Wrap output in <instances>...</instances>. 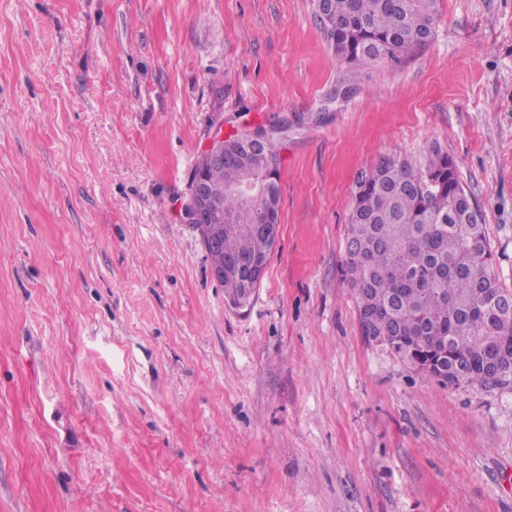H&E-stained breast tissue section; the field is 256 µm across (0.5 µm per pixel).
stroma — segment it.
<instances>
[{"label":"stroma","mask_w":512,"mask_h":512,"mask_svg":"<svg viewBox=\"0 0 512 512\" xmlns=\"http://www.w3.org/2000/svg\"><path fill=\"white\" fill-rule=\"evenodd\" d=\"M315 4L0 0V512H512V386L368 343L343 273L358 174L437 147L512 290V0L355 66ZM283 122L236 307L181 200L216 128ZM229 268L237 273L239 280L237 305L243 304L251 295L253 290L260 283L265 268L261 269V264L257 258H253L243 264H228Z\"/></svg>","instance_id":"obj_1"}]
</instances>
